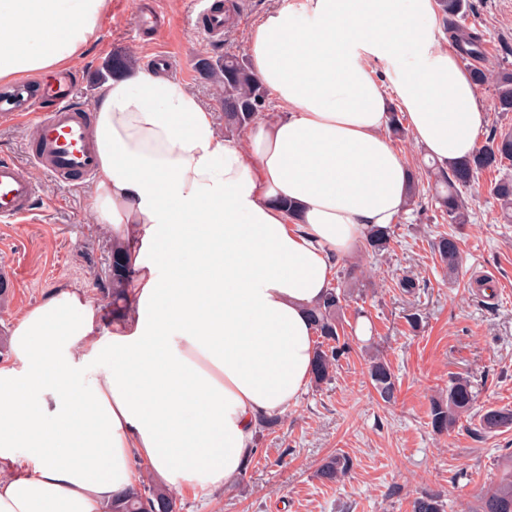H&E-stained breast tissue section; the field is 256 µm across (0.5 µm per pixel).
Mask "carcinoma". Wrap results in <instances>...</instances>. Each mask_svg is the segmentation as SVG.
Wrapping results in <instances>:
<instances>
[{"label":"carcinoma","mask_w":512,"mask_h":512,"mask_svg":"<svg viewBox=\"0 0 512 512\" xmlns=\"http://www.w3.org/2000/svg\"><path fill=\"white\" fill-rule=\"evenodd\" d=\"M439 12L449 23L448 30L456 51L462 59H483V41L479 34L463 32L457 20L470 9L469 0H438ZM471 75L478 87L492 88L494 111L501 115L512 113V64L503 62L491 68L483 65L471 67ZM207 77L224 95V134L233 136L259 119L268 107V91L254 77L244 59L235 53L224 54V64L212 66ZM512 129L504 128L487 137L470 157L460 163L439 166L432 162L427 172L435 177L433 195L436 211L448 224H467L470 219L467 192L478 174L485 170L503 173L491 187L504 223L512 224ZM392 241L391 227L373 226L364 236V248L381 255L389 251ZM431 248L442 265L453 274L461 263V254L455 239L440 234L431 241ZM362 271L357 265L343 269L342 280L328 289L324 298L314 305L309 315L320 345L315 348L312 380L319 386L331 378L339 359L350 349L345 334V310L353 291L352 285L360 281ZM127 274L112 278L108 290L112 303V319L119 320L127 312ZM368 378L375 392L385 401L395 397L396 377L390 365L374 356L367 367ZM477 392L467 378L456 377L448 382V393L430 400L428 425L432 432L442 434L461 419L478 416L479 431L493 433L512 427V409L481 408L475 410ZM353 469V460L338 453L328 457L316 471L324 484H334L347 477ZM176 498L171 487L158 482L151 474H139L137 484L123 495L104 506V512H176ZM411 512H446L440 496L426 494L415 498ZM475 512H512V453L498 463L496 478L479 494Z\"/></svg>","instance_id":"cac0c4a2"}]
</instances>
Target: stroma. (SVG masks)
<instances>
[{
    "label": "stroma",
    "mask_w": 512,
    "mask_h": 512,
    "mask_svg": "<svg viewBox=\"0 0 512 512\" xmlns=\"http://www.w3.org/2000/svg\"><path fill=\"white\" fill-rule=\"evenodd\" d=\"M145 0H109L98 37L69 66L80 82V98L94 102L117 72L148 69L165 51L177 57L178 82L211 110L216 131L224 129V101L197 67L202 58L245 53L248 34L267 12L298 0H238L234 23L216 38L191 20L190 0H159L171 18L168 29L146 36L135 31L134 14ZM464 22L483 39L484 61L512 62V0H471ZM39 201L24 224H0V263L16 270L9 309L0 311V336L10 335L22 308L64 288H82L104 323L112 321L105 291L114 239L94 222L93 183L65 185L35 172ZM498 173L479 174L469 195L471 221L443 223L431 202L404 208L392 226L393 243L380 256L356 247L341 266L359 264L360 294L345 319L352 327L351 351L330 381L307 384L282 413L274 430L257 433V448L237 483L195 489L175 486L179 512H410L413 498L441 494L447 512H468L496 464L512 452V428L490 435L462 421L433 433L427 409L445 393L451 377L473 381L478 403L512 408V224L498 221L490 188ZM456 235L461 272L449 278L429 246L436 234ZM493 273L506 288L502 298L475 291L471 281ZM417 279L414 293L395 288L396 278ZM419 313L418 328L407 322ZM384 357L398 378L392 402H383L367 379L371 356ZM354 461L344 482L321 484L314 473L330 455Z\"/></svg>",
    "instance_id": "1"
}]
</instances>
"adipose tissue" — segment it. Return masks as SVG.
<instances>
[{"label":"adipose tissue","mask_w":512,"mask_h":512,"mask_svg":"<svg viewBox=\"0 0 512 512\" xmlns=\"http://www.w3.org/2000/svg\"><path fill=\"white\" fill-rule=\"evenodd\" d=\"M106 5L0 0V80L67 65ZM436 16V0H299L266 14L246 52L276 112L234 140L180 82L148 70L109 81L94 209L123 244L128 313L100 335L85 292L65 288L18 317L14 359L0 363V512H101L139 461L173 486L241 476L260 421L312 375L308 308L367 229L405 206L410 171L379 134L390 102L441 164L468 157L485 123ZM367 58L387 63L390 90ZM99 358L108 371L80 383Z\"/></svg>","instance_id":"ef3b65f1"}]
</instances>
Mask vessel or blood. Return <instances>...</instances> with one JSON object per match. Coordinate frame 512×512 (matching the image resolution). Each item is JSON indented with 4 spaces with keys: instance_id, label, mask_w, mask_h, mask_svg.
Instances as JSON below:
<instances>
[{
    "instance_id": "1",
    "label": "vessel or blood",
    "mask_w": 512,
    "mask_h": 512,
    "mask_svg": "<svg viewBox=\"0 0 512 512\" xmlns=\"http://www.w3.org/2000/svg\"><path fill=\"white\" fill-rule=\"evenodd\" d=\"M197 26L214 36L224 30V9L219 0L201 7L195 18ZM42 97L50 104L49 112L33 122L30 170L13 160L0 159V223L20 224L33 214L38 184L32 170H39L60 182L92 178L98 167V154L91 136V106H77V89L67 80H47Z\"/></svg>"
}]
</instances>
